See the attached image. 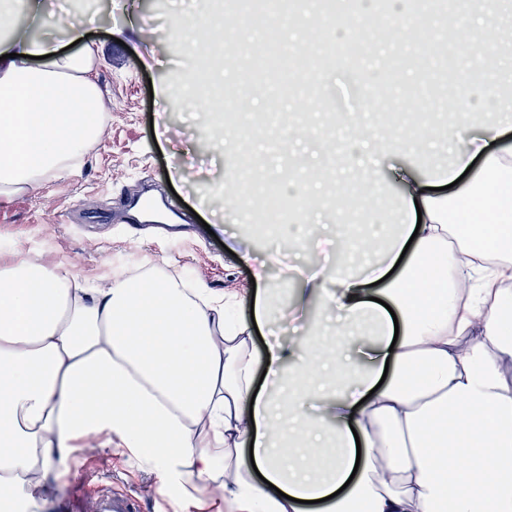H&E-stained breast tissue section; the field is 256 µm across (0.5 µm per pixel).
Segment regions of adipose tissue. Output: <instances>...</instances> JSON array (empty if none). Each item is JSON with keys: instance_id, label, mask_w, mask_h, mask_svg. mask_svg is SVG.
<instances>
[{"instance_id": "adipose-tissue-1", "label": "adipose tissue", "mask_w": 512, "mask_h": 512, "mask_svg": "<svg viewBox=\"0 0 512 512\" xmlns=\"http://www.w3.org/2000/svg\"><path fill=\"white\" fill-rule=\"evenodd\" d=\"M502 0H457L472 36L496 28ZM0 36V200L37 194L98 142L101 48ZM497 43L468 49L452 160L407 172L378 262L328 279L336 319L319 337L253 346L275 321L273 291L187 293L145 272L89 287L70 269L0 260V498L30 500L77 448L131 449L141 467L201 512L191 486L236 512H512V144L498 125L471 134L467 88L502 100ZM372 165L328 193L337 223L369 212L388 151L412 152L425 129L383 139L346 115ZM460 193L431 194L472 159ZM253 316H245V309ZM264 365L269 385L257 388ZM206 495V496H207Z\"/></svg>"}]
</instances>
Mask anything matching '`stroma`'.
<instances>
[{
    "label": "stroma",
    "mask_w": 512,
    "mask_h": 512,
    "mask_svg": "<svg viewBox=\"0 0 512 512\" xmlns=\"http://www.w3.org/2000/svg\"><path fill=\"white\" fill-rule=\"evenodd\" d=\"M59 17L56 27L38 26L29 8L13 15L17 32L51 35L66 41L67 25L85 21L94 41L104 47L97 78L110 100L101 140L86 149L81 162L65 176L50 180L40 194L18 195L0 201V242L4 258L27 260L51 267L62 264L94 285L107 284L118 272L155 268L161 277L188 276L191 284L223 294L228 288H246L252 272L226 245L266 259L271 280L283 279L289 261L273 256L277 230L253 231L257 201L273 195L286 197L281 222L297 236L293 247L300 263L314 262L311 216L300 194L289 184L307 182L296 157L286 149L283 134L266 129L269 114L290 113L310 129L325 150L318 157L322 179L340 167L358 177V165H345L328 138L346 136L339 114L358 111L362 122L384 132L422 125L438 132L450 125L445 102L462 87L466 69L457 48L438 41L428 64H420L412 50L394 48L378 55L353 53L334 58L328 47L335 30L318 26L311 0H300L310 29L320 39L288 61L286 71L259 72L250 64L261 55L265 37L252 27L251 40L241 51L226 50L231 29L248 24L237 6L214 13V28L190 34L177 26L184 12L199 9L200 0H165L162 10L144 8L140 0H108L102 7L75 13L72 0H45ZM206 55L215 70V83L232 99L240 115L230 131L214 130L212 146L201 143L200 130L211 124L206 100L192 97L174 79L192 59ZM402 102V109L378 118L368 100ZM233 133L235 150L223 149L226 133ZM163 186L165 199L192 219L195 239L138 237L117 218L121 199L139 192L144 180ZM234 195L254 199L250 217L231 205L225 185ZM217 226L209 234L208 226ZM117 492L135 493L143 512H181L175 491L162 489L156 474L142 469L124 448H80L67 460L59 479L25 505V512H92L103 477Z\"/></svg>",
    "instance_id": "stroma-1"
}]
</instances>
